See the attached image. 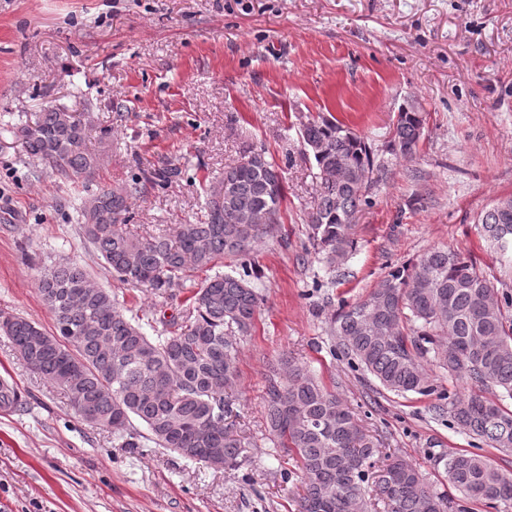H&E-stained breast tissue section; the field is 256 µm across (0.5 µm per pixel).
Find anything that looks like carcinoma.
Here are the masks:
<instances>
[{
  "instance_id": "carcinoma-1",
  "label": "carcinoma",
  "mask_w": 512,
  "mask_h": 512,
  "mask_svg": "<svg viewBox=\"0 0 512 512\" xmlns=\"http://www.w3.org/2000/svg\"><path fill=\"white\" fill-rule=\"evenodd\" d=\"M425 129L421 112L400 111L390 129L391 152L412 157ZM18 138L26 153L62 184L89 181L100 155L87 148V127L65 107L49 106ZM302 139L316 162V196L308 213L315 253L330 267L354 246L352 218L368 203L373 181L387 175L371 146L347 126L325 116L311 119ZM232 187L217 200L206 192L205 220L179 224L170 234L135 235L123 229L128 199L141 192L100 188L75 206L100 259L119 282L164 297L190 273L211 270L225 257H242L282 224L284 186L276 164L250 150L224 168ZM263 213L250 223L247 213ZM485 240L512 267V201L478 218ZM237 275L216 273L189 298L179 318L163 322V334L147 335L111 291L96 286L88 270L59 260L40 269L38 291L53 314L56 333L20 315L0 313L5 336L24 363L58 384L86 423L109 432L133 451L141 440L158 450L222 470L251 459L254 438L227 422L232 403L224 392L239 378L241 339L250 335L261 298L246 262ZM339 350L357 360L382 387L397 395L434 391L423 361L470 385L448 394V414L471 436L512 453V411L482 391L501 389L512 398V319L499 304L494 284L476 263L450 248H432L411 265L397 267L366 297L333 322ZM265 439L297 458L298 512H469L482 504L512 512V469L467 451L441 453L456 501L434 490L420 468L401 455H379L350 407L327 390L295 357L284 355L265 377ZM24 402L14 386H0V410ZM139 421L146 432L137 431Z\"/></svg>"
}]
</instances>
